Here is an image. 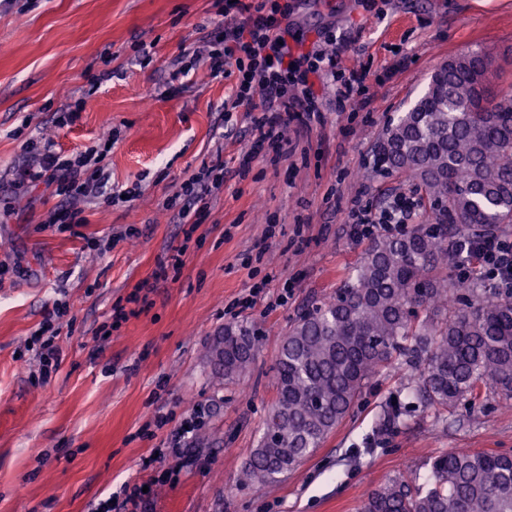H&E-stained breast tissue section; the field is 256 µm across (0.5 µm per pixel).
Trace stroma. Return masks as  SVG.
I'll use <instances>...</instances> for the list:
<instances>
[{
	"label": "stroma",
	"instance_id": "35a3bbf8",
	"mask_svg": "<svg viewBox=\"0 0 512 512\" xmlns=\"http://www.w3.org/2000/svg\"><path fill=\"white\" fill-rule=\"evenodd\" d=\"M288 4L305 44L334 26L339 66L366 71L372 103L325 113L302 135L284 127L297 145L278 157L255 146L245 108L224 116L235 75L193 57L203 33H216L224 0H0V512H94L123 483L152 476V512H359L388 480L425 474L428 457L512 452V400L491 389L444 418L420 409L384 425L414 377L397 364L279 483L241 481L275 404L290 322L334 296L366 246L346 232L351 208L419 197L408 178L374 164L388 121L467 50L493 57L491 90L512 99V0ZM77 103L78 121L58 127ZM107 137L108 194L136 197L107 194L86 205L85 223H48L64 199L26 177L36 162L25 143L69 156ZM219 158L224 186L185 235L165 203ZM179 247L177 280L113 325L114 307ZM259 283L256 304L225 314ZM56 310L61 318L48 321ZM241 324L257 332L258 353L227 383L213 377L209 347ZM47 339L62 360L45 381ZM196 404L207 418L188 448L157 457Z\"/></svg>",
	"mask_w": 512,
	"mask_h": 512
}]
</instances>
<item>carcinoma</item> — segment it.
<instances>
[{"instance_id":"obj_1","label":"carcinoma","mask_w":512,"mask_h":512,"mask_svg":"<svg viewBox=\"0 0 512 512\" xmlns=\"http://www.w3.org/2000/svg\"><path fill=\"white\" fill-rule=\"evenodd\" d=\"M492 60L466 51L444 63L376 152L386 174L421 192L429 220L370 240L343 287L291 322L279 349L275 405L243 471L272 486L321 447L365 387L401 358L420 371L415 406L441 416L482 389L512 398V294L460 278V242L512 224V104L492 98ZM462 283L455 296L448 285ZM257 353L244 325L224 328L232 381ZM425 482L396 479L360 512H512V454L452 450L427 461Z\"/></svg>"}]
</instances>
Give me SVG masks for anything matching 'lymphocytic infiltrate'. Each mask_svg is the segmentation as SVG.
<instances>
[{"label":"lymphocytic infiltrate","instance_id":"lymphocytic-infiltrate-1","mask_svg":"<svg viewBox=\"0 0 512 512\" xmlns=\"http://www.w3.org/2000/svg\"><path fill=\"white\" fill-rule=\"evenodd\" d=\"M287 12L279 0H225L222 37L216 48L207 52L211 70L220 72L233 68L237 82L231 102L225 112L244 106L253 112V129L257 144L268 145L274 153L284 147L279 126L284 121L301 120L303 126L323 118L324 103L314 86L323 82L334 88L332 102L337 111L359 102L365 93L366 71L345 72L338 66L339 49L333 37L310 50L293 51L288 42V30L282 21ZM103 149H89L68 159L51 151L36 154L37 171L34 180H43L56 187L58 195L66 197V210L50 215L53 224L82 223L80 202L102 195L108 182L103 161ZM224 185V167L203 165L182 182L177 193L181 201L178 216L183 223H203L206 210L203 202L208 195ZM415 215L409 199L398 196L379 210L357 209L351 214L349 232L357 239L369 238L379 232H392L407 224ZM468 252L474 257L485 280L492 287L512 288V240L496 234L470 242Z\"/></svg>","mask_w":512,"mask_h":512}]
</instances>
